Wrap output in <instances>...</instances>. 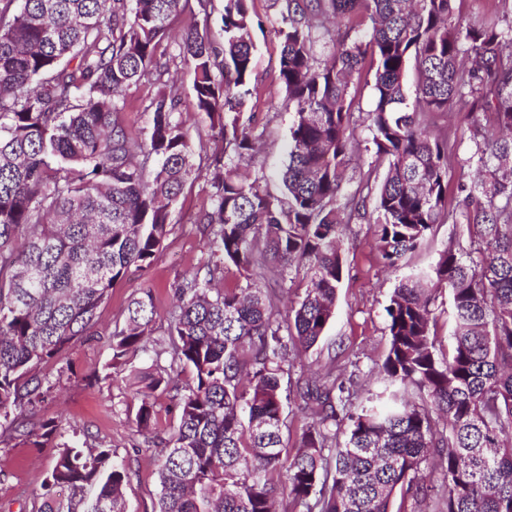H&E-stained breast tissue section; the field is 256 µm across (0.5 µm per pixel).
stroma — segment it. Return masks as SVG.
<instances>
[{
  "label": "stroma",
  "mask_w": 512,
  "mask_h": 512,
  "mask_svg": "<svg viewBox=\"0 0 512 512\" xmlns=\"http://www.w3.org/2000/svg\"><path fill=\"white\" fill-rule=\"evenodd\" d=\"M253 11L261 29L253 34L256 95L245 104L261 134L258 163L268 177V189L281 195L279 171L286 160L293 114L282 105L284 91L279 83L281 41L278 0H254ZM454 19L461 24L487 20L512 23V0H455ZM432 129L447 131L459 158L448 172L449 186L472 182L475 164L469 158L475 144L458 126L456 114H439L429 121ZM207 201V185L199 179L187 183L170 216L169 233L162 248L146 268H131L115 282L98 310L99 329L123 325L132 298L152 292L155 303V340L166 344L170 316L176 306L174 287L207 261L213 246L192 216ZM467 227L456 221L436 225L421 246L409 253L402 269L385 268L375 249L374 227L355 220L343 227L345 257L343 280L337 290L335 313L322 339L295 358L292 377L335 369L340 380H353L364 390L386 353L388 336L384 308L403 274L428 269L445 248H467ZM112 352L104 343L76 344L64 356L72 374L63 378L52 395L33 414L34 420L54 418L63 428V442L74 446L90 443L115 451L133 473L125 490L126 512H157L159 486L158 450L136 432L133 411L136 402L128 387L135 373L151 371L154 351L130 358L122 374H114ZM55 445L44 448L7 446L0 443V512H31L36 494L48 477L55 460Z\"/></svg>",
  "instance_id": "stroma-1"
}]
</instances>
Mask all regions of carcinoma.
<instances>
[{"mask_svg":"<svg viewBox=\"0 0 512 512\" xmlns=\"http://www.w3.org/2000/svg\"><path fill=\"white\" fill-rule=\"evenodd\" d=\"M279 80L294 114L283 197L262 170L260 136L243 121L254 80L253 0H224L220 38L191 23L178 53L163 45L188 0H3L0 6V420L42 448L52 420L21 417L52 384L44 367L94 337L98 309L132 265L151 264L191 178L209 184L196 223L212 257L176 285L167 364L135 392L134 423H158L155 392L172 394L162 440L158 512H425L429 462L435 512H512V25L453 22L455 0H282ZM334 19L355 35L327 27ZM332 43L321 60L315 46ZM180 63L191 98L146 97L141 138L122 119L125 92ZM374 68L365 121L386 174L346 193L352 77ZM415 72L414 101L407 77ZM474 141L478 180L456 187L469 245L404 277L385 306L388 347L361 401L331 371L299 377L316 420L282 444L288 349L313 347L343 278L341 227L374 225L382 262L398 266L448 219V134L426 117L457 104ZM203 116L214 144L193 142L183 113ZM372 209H367V201ZM233 266L245 285L216 287ZM304 271L283 322L256 286ZM448 288V348L433 308ZM150 292L108 334L114 374L147 348ZM190 370L185 386L172 372ZM343 441H338V435ZM131 473L110 448L62 444L34 512H126Z\"/></svg>","mask_w":512,"mask_h":512,"instance_id":"1","label":"carcinoma"}]
</instances>
